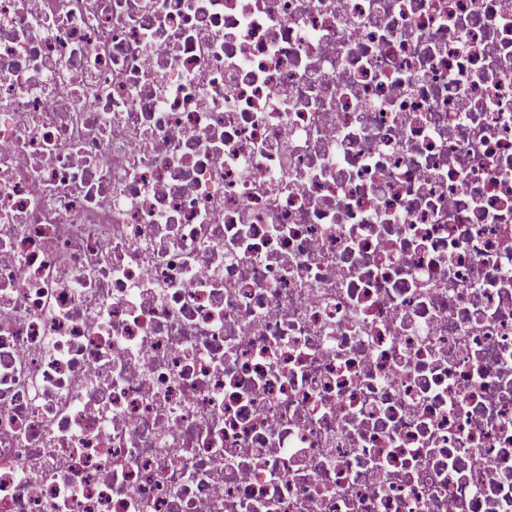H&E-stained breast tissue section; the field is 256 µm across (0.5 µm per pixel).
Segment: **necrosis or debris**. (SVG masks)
Wrapping results in <instances>:
<instances>
[{"instance_id":"1","label":"necrosis or debris","mask_w":512,"mask_h":512,"mask_svg":"<svg viewBox=\"0 0 512 512\" xmlns=\"http://www.w3.org/2000/svg\"><path fill=\"white\" fill-rule=\"evenodd\" d=\"M0 512H512V0H0Z\"/></svg>"}]
</instances>
